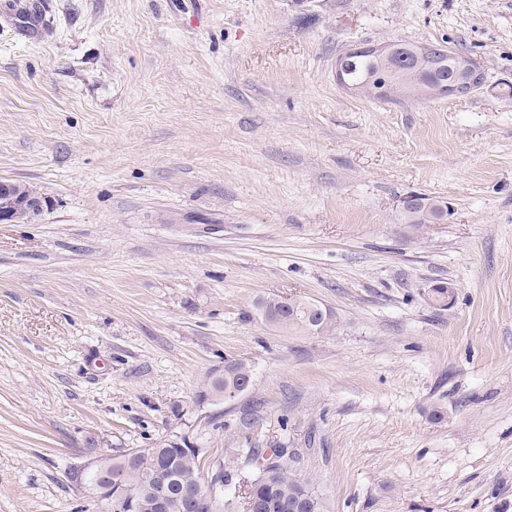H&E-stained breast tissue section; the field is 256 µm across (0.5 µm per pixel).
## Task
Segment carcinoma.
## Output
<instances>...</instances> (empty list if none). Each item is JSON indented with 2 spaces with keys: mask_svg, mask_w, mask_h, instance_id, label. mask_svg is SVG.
<instances>
[{
  "mask_svg": "<svg viewBox=\"0 0 512 512\" xmlns=\"http://www.w3.org/2000/svg\"><path fill=\"white\" fill-rule=\"evenodd\" d=\"M402 49L391 58L382 60L371 55H360L347 64L349 80L358 92L379 97L380 79L388 77L396 98L427 99L438 95L440 87L456 78L448 62H431L412 52L414 44L401 43ZM444 201L416 194L405 200L401 212L403 223L418 230L425 224H443L448 219ZM255 309L266 323L293 334H326L336 328L332 313L315 307L303 296L291 297V304L283 308L279 296H260ZM254 383L252 366L245 360L230 361L224 373H216L204 391L224 393V388ZM203 452L188 453L175 444L159 448H143L112 458L114 468L124 472L125 486L135 497L139 512H155V475L159 465L172 468L167 488L170 512H181L180 503L188 494L206 491L202 472ZM304 455L293 448H248L246 465L253 473L247 478L252 496L260 505V512H286L287 505L302 502L306 512H331L328 498L319 490L316 478L304 470ZM236 469L226 466L224 472L211 479V484L224 485V500L216 512H245L244 496L237 493Z\"/></svg>",
  "mask_w": 512,
  "mask_h": 512,
  "instance_id": "carcinoma-1",
  "label": "carcinoma"
}]
</instances>
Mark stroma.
Instances as JSON below:
<instances>
[{"mask_svg": "<svg viewBox=\"0 0 512 512\" xmlns=\"http://www.w3.org/2000/svg\"><path fill=\"white\" fill-rule=\"evenodd\" d=\"M0 0V512H100L95 454L303 452L333 512H512V0ZM445 45L467 96L345 91ZM411 194L450 203L413 232ZM454 285L452 307L426 299ZM301 295L329 334L262 323ZM248 361L249 393L201 402ZM467 66V75L464 80L457 83L449 84L448 86H443L442 88L446 90L445 93H450L451 95H464L471 93L481 86V76L482 72L479 66L475 63L466 61ZM17 200V201H16ZM43 207L41 198L35 195L15 199L9 210L1 209L0 222L18 224L27 220ZM253 383L254 373L252 366L245 360H234L228 362L226 366L224 364L223 375L220 373L214 374L204 387V391H201L198 396L200 398L203 392L213 390L218 394L216 400H220L222 393L224 394V401L233 400L238 396L239 391L234 388L224 390L225 387L246 385L242 392L244 394L249 391Z\"/></svg>", "mask_w": 512, "mask_h": 512, "instance_id": "35a3bbf8", "label": "stroma"}]
</instances>
